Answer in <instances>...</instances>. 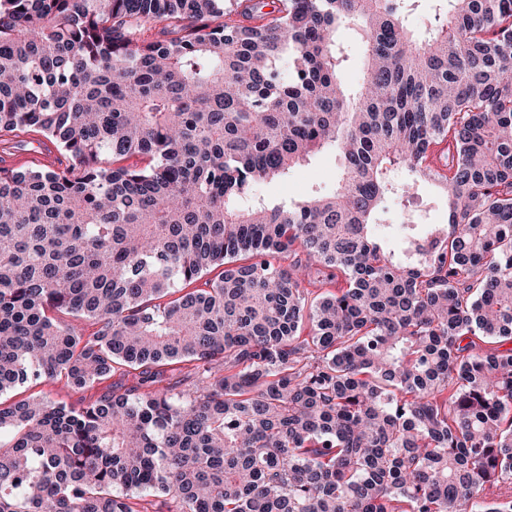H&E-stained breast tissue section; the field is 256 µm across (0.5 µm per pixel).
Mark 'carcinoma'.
Segmentation results:
<instances>
[{"instance_id":"1","label":"carcinoma","mask_w":512,"mask_h":512,"mask_svg":"<svg viewBox=\"0 0 512 512\" xmlns=\"http://www.w3.org/2000/svg\"><path fill=\"white\" fill-rule=\"evenodd\" d=\"M407 2L0 0V396L134 378L0 401V512H512V0ZM413 6H409L403 17L407 27L417 36H425L431 29L436 2L433 0H412ZM363 32L358 26L347 24L338 32V43L343 54L347 57L343 71L344 84L355 90L361 83L365 61V46L362 38ZM50 149V152L47 151V148L43 146L38 152H30L26 157L21 159L15 155H10L8 153H0V166L2 167H12L18 165L21 161H26L28 163H22L19 165H29L34 166L35 163L43 164V163H56L57 153L50 145L47 146ZM35 162V163H32ZM339 156L330 150L319 153L309 164L293 170L286 180H269L257 185V193L277 202L300 201L311 195L336 191L340 177ZM111 383L118 386H120V383L130 386L132 384V376L130 375L129 377L122 378L117 374L106 383L84 392L72 391L66 386L64 379L41 378L37 382L26 384L22 387L16 388L8 394L2 395V402L8 404L12 401L32 396L37 399H48L55 403L78 406L81 403H87L97 399V397L103 392V387Z\"/></svg>"}]
</instances>
